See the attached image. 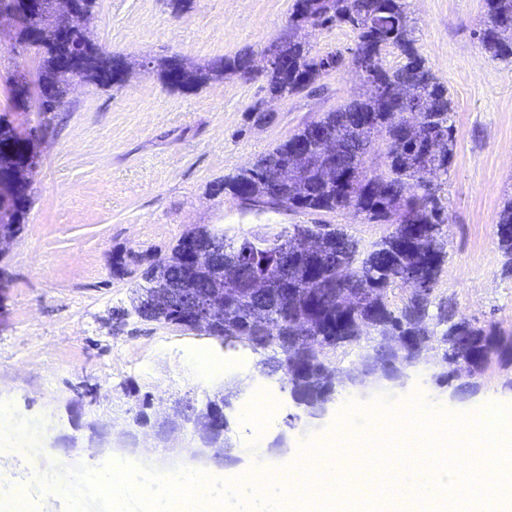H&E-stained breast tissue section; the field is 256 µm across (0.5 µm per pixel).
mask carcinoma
Returning <instances> with one entry per match:
<instances>
[{
	"label": "carcinoma",
	"mask_w": 512,
	"mask_h": 512,
	"mask_svg": "<svg viewBox=\"0 0 512 512\" xmlns=\"http://www.w3.org/2000/svg\"><path fill=\"white\" fill-rule=\"evenodd\" d=\"M488 18L481 32L486 51L495 58L512 57V0H487ZM313 20L322 27L345 25L357 35L350 63L362 65L369 55L368 77L363 92L339 107L305 123L288 139L277 144L253 166L224 180V190L238 196L242 184L258 198H280L292 211L336 212L350 206L365 219L392 224L394 230L370 248L359 243L332 224H308L306 229L323 236L324 249L314 261L305 255L295 257L288 273L281 272L278 240L292 227L272 237H224L221 262L232 261L240 284L224 292V317L219 327L202 334L217 338L226 348L249 347L264 356L261 364L282 372V388L292 396L331 393L327 370L336 368V351L365 342L361 359L369 358L384 344L400 345L396 359L415 366L430 359L437 361L441 383L459 375H481L492 359L512 366V336H502L495 328L475 327L455 320L450 302H440L436 311L430 304L412 296L400 308L387 301L389 288L397 276L415 273L421 287L434 288L437 274L427 265V254L439 260L446 256L447 216L438 202L433 179L448 174L455 155L456 139L451 120L453 112L447 87L439 80L416 47L414 26L404 0H294L288 32L281 34L267 51L288 59V68H276L267 74L272 97L300 94L313 87L325 74L340 69L345 56L340 51L313 54L295 34L304 23ZM63 23V20L56 21ZM39 11L24 21V27L37 30L41 42L24 41L42 52L40 73H48L49 33L54 23ZM396 50L404 63L396 68L385 64L388 50ZM249 61V54L215 60L197 67L188 77L193 86L224 79ZM82 77L76 70L71 77L54 79V89L41 101V126L48 127L51 114L64 104L70 79ZM380 84L376 94L371 83ZM317 124L336 140V156H322L312 139L311 126ZM386 138L385 172L370 175L365 154L373 146L374 136ZM446 143L445 151L431 150L437 139ZM25 145L21 143L6 116H0V164L22 165ZM282 165L299 170V177L283 187L275 176ZM30 198L9 200L13 224L20 230ZM224 233L207 225H196L183 233L170 252L153 259L142 272L149 282L154 267L163 265L187 278L198 288H222L224 283L213 269H194L185 260L186 242ZM498 238L506 258L504 272L512 271V200L499 215ZM269 278L277 295L268 299L248 288L251 277ZM265 310L272 326L260 331L252 325L253 311ZM308 324V333L298 337L294 351L283 355L279 345L294 335L297 323ZM446 326L434 337L429 322ZM148 396L127 410L135 424L151 423L146 406Z\"/></svg>",
	"instance_id": "carcinoma-1"
}]
</instances>
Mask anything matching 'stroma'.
<instances>
[{"label":"stroma","instance_id":"obj_1","mask_svg":"<svg viewBox=\"0 0 512 512\" xmlns=\"http://www.w3.org/2000/svg\"><path fill=\"white\" fill-rule=\"evenodd\" d=\"M293 2L95 0L91 38L130 68L110 86L70 87L46 130L38 125L41 53L11 43V23L0 20V114L40 151L25 227L0 261V404L27 424L24 457L0 459V469L25 484L31 497L41 492L34 473L47 457L69 468L94 464L91 449L65 443L84 435L68 404L86 388L98 412L120 417L135 404L131 387L148 395L157 412L185 394L203 401L232 389L233 446L225 454L238 471L259 458L285 462L291 449L325 440L341 418L362 429L375 417L373 397L349 392L336 397L324 418L289 428L286 420L297 408L250 348H227L216 338L130 313L122 324L112 317L118 309L129 312L135 288L134 279L113 276V257L166 254L195 225L250 236L291 224H333L364 248L392 232V225L348 209L250 211L217 190L305 122L349 100L362 84L353 66L322 77L312 92L278 99L263 75L183 90L168 85L156 67L174 55L193 66L243 52L262 61L287 30ZM405 3L420 54L448 88L456 136L453 163L439 178L448 245L432 299L451 301L458 317L474 325L512 334V274L502 272L497 236L498 215L512 198V62L492 58L482 45L485 0ZM299 37L318 53H345L356 42L345 25L309 27ZM17 73L31 84L23 104L10 92ZM198 350L241 361L243 370L199 379L188 359ZM424 386L436 387L452 410H477L492 398L512 403V367L490 364L460 401L451 387H437L422 363L386 395L395 406ZM261 390L276 407L256 430L244 415ZM282 434L287 447L274 449Z\"/></svg>","mask_w":512,"mask_h":512}]
</instances>
